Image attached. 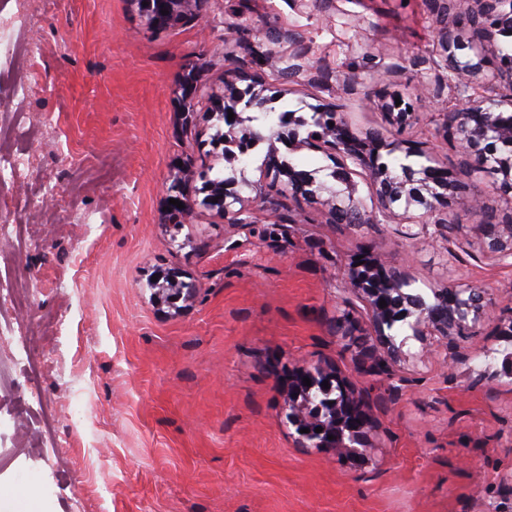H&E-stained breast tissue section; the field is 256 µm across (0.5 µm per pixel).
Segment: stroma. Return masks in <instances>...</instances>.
I'll return each instance as SVG.
<instances>
[{
	"label": "stroma",
	"mask_w": 512,
	"mask_h": 512,
	"mask_svg": "<svg viewBox=\"0 0 512 512\" xmlns=\"http://www.w3.org/2000/svg\"><path fill=\"white\" fill-rule=\"evenodd\" d=\"M0 27L1 488L49 512H512V343L494 334L512 267L486 253L479 217L452 207L414 240L395 221L329 223L265 174V146L225 162L217 120L185 128L172 104L189 69L208 93L245 74L272 112L332 103L358 137L396 144L382 160L458 170L423 99L446 72L429 0H210L204 22L159 31L135 0H0ZM395 97L417 112L401 129ZM189 158L242 178L248 225L200 206L164 223ZM364 250L410 292L476 285L493 309L480 336L449 339L463 362L411 340L394 376L356 374L379 407L360 468L297 447L281 373L355 374L333 326L366 322L337 301ZM169 270L196 287L184 310L152 298Z\"/></svg>",
	"instance_id": "1"
}]
</instances>
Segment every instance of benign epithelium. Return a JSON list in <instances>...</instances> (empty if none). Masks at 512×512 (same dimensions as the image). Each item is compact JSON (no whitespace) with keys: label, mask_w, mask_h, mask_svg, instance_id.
Listing matches in <instances>:
<instances>
[{"label":"benign epithelium","mask_w":512,"mask_h":512,"mask_svg":"<svg viewBox=\"0 0 512 512\" xmlns=\"http://www.w3.org/2000/svg\"><path fill=\"white\" fill-rule=\"evenodd\" d=\"M148 5H142V2ZM140 5L147 27L168 28L179 22L200 21L204 18L210 0H134ZM168 14H162V11ZM512 27V0H473V7L463 22H453L443 28L437 40V49L448 62V89L453 93L455 105L442 113V128L448 143L464 158L458 171L442 166L424 165L415 170L407 165L402 174L381 167L378 162L380 149L386 147L384 137L377 131L360 140L353 132L344 114L326 105L312 107L311 120L295 121L288 132L277 131L269 136L245 125L246 118L237 111L239 104L249 109L253 101H243L240 88L227 84L224 92L212 97L211 112L221 116L228 126L219 138L248 146L251 142L268 141L266 162L276 174L287 177L288 192L305 201H316L326 210L330 222L381 224L390 219L393 205H404L407 224H440L443 211L461 206L472 214L483 211L482 198L467 194L465 178L482 175L488 183L510 196L512 204V119L504 117L503 107L512 108V50L495 44V32ZM493 54L497 66L491 73L485 71V57ZM201 91V75L190 72L179 85L174 100L179 111L190 117L194 114V99ZM392 124L407 125L414 115L408 111L409 103L396 105L392 100L383 104ZM234 112L228 119V112ZM278 142L290 143V148H321L332 155L335 167L329 177L346 185L347 195L316 183L311 175L279 162ZM370 169L373 192L377 205L367 210L355 199L351 176L354 167ZM204 182L206 196L202 206L212 208L230 225H241V197L227 191L222 180L210 179L208 173H199ZM174 199L182 207L169 205L164 217L166 224H185L196 207V201L178 194ZM478 231L487 251L500 264L512 265V209L499 224H480ZM348 287L343 302L351 304L356 298L366 306L375 335L368 336L356 359V370L388 371L390 362L402 355V348L413 339L422 344L434 340L448 342L450 336H472L491 305V298L481 288L450 286L437 294L433 303H427L406 293L404 273L395 266H381L369 255L353 261L348 271ZM154 299L175 305L189 301L196 288L193 284L167 274L151 283ZM386 301V307L379 306ZM401 323L408 326L411 336L396 342L385 330ZM287 381L285 413L288 423L297 430V443L301 448L325 449L345 458L351 464L366 462L371 434L378 425L377 407L355 388L350 377L338 369L322 363L306 364L295 370L284 371ZM311 380V385L303 379ZM329 389H324L323 382ZM322 432H315V428ZM309 432L303 433L301 429Z\"/></svg>","instance_id":"1"}]
</instances>
